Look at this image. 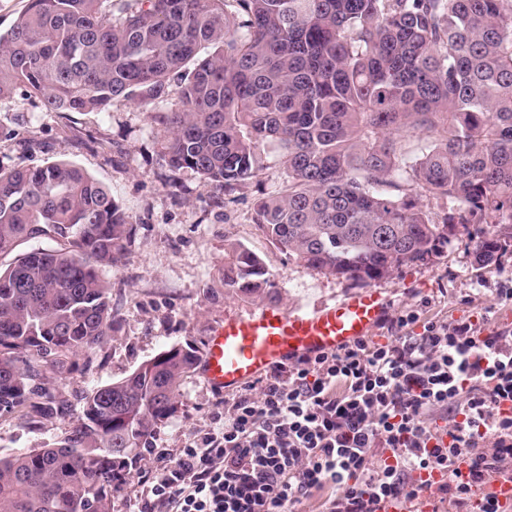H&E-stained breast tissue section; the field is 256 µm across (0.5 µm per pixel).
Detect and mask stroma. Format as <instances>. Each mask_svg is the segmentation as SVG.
<instances>
[{
  "instance_id": "1",
  "label": "stroma",
  "mask_w": 512,
  "mask_h": 512,
  "mask_svg": "<svg viewBox=\"0 0 512 512\" xmlns=\"http://www.w3.org/2000/svg\"><path fill=\"white\" fill-rule=\"evenodd\" d=\"M158 131L148 110L126 102L114 103L108 112L58 113L44 111L37 99L20 92L0 99L1 167L72 163L107 187L131 217L121 261L102 271L110 289L112 331L92 358L77 356L76 371L49 382L76 410L94 387L123 378L170 345L202 350L225 314L268 305L313 307L356 288L289 258L255 224L260 192L278 191L285 181L276 152L268 153L256 181L218 200L198 178L161 165ZM230 242L262 257L270 288L246 296L222 287L224 246ZM509 276L512 246L496 262L478 266L468 228L460 224L429 259L372 286L388 296L393 316L419 308L425 317L442 320L488 309L496 320L512 322V306L496 304L491 294ZM223 400L199 373L181 380L175 413L143 449L113 512H131L139 477L176 457L187 440L210 425ZM71 425L68 419H52L31 427L19 414L1 415L0 455L57 447Z\"/></svg>"
}]
</instances>
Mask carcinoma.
Wrapping results in <instances>:
<instances>
[{"instance_id": "1", "label": "carcinoma", "mask_w": 512, "mask_h": 512, "mask_svg": "<svg viewBox=\"0 0 512 512\" xmlns=\"http://www.w3.org/2000/svg\"><path fill=\"white\" fill-rule=\"evenodd\" d=\"M18 91L48 112L152 107L159 161L215 196L275 148L285 185L256 200L254 223L358 284L425 260L457 224L477 225L480 265L512 239L487 228L512 224V0H28L0 31V98ZM407 133L427 136L412 158ZM427 196L446 201L443 220ZM131 230L71 163L0 166L1 414L71 415L43 368L67 373L108 336L100 270ZM37 238L53 246L15 253ZM222 284L260 292L264 261L226 244ZM198 361L172 345L87 396L58 447L0 457V512H112Z\"/></svg>"}]
</instances>
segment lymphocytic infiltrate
Wrapping results in <instances>:
<instances>
[{
  "mask_svg": "<svg viewBox=\"0 0 512 512\" xmlns=\"http://www.w3.org/2000/svg\"><path fill=\"white\" fill-rule=\"evenodd\" d=\"M384 339L301 357L225 398L223 412L139 482L137 512H381L437 470L448 512H503L512 481V323L412 310Z\"/></svg>",
  "mask_w": 512,
  "mask_h": 512,
  "instance_id": "f902f5d3",
  "label": "lymphocytic infiltrate"
}]
</instances>
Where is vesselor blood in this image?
Masks as SVG:
<instances>
[{
	"label": "vessel or blood",
	"instance_id": "1",
	"mask_svg": "<svg viewBox=\"0 0 512 512\" xmlns=\"http://www.w3.org/2000/svg\"><path fill=\"white\" fill-rule=\"evenodd\" d=\"M389 311L382 292L366 288L314 309L263 308L228 313L208 336L201 374L216 390L233 391L262 377L274 365L301 355L338 350L357 339L373 335ZM425 492L419 512H433L432 489L441 472H419Z\"/></svg>",
	"mask_w": 512,
	"mask_h": 512
}]
</instances>
